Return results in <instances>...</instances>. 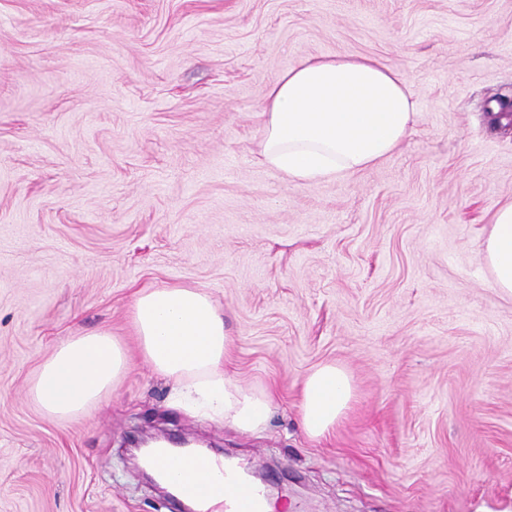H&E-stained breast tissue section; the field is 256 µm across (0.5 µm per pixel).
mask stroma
Segmentation results:
<instances>
[{
    "label": "stroma",
    "mask_w": 512,
    "mask_h": 512,
    "mask_svg": "<svg viewBox=\"0 0 512 512\" xmlns=\"http://www.w3.org/2000/svg\"><path fill=\"white\" fill-rule=\"evenodd\" d=\"M401 72L419 120L354 175L253 153L269 84L313 55ZM512 0H0V512H175L128 460L166 430L263 473L288 512H512V299L484 231L512 199ZM209 293L226 369L270 389L244 434L170 403L129 321L144 288ZM130 368L83 416L28 398L70 337ZM334 363L354 398L298 425ZM352 398L348 374L336 364H323L303 381L299 422L310 438L329 436L347 410Z\"/></svg>",
    "instance_id": "obj_1"
}]
</instances>
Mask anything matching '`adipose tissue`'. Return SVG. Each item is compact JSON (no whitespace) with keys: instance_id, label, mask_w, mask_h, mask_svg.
Returning <instances> with one entry per match:
<instances>
[{"instance_id":"obj_1","label":"adipose tissue","mask_w":512,"mask_h":512,"mask_svg":"<svg viewBox=\"0 0 512 512\" xmlns=\"http://www.w3.org/2000/svg\"><path fill=\"white\" fill-rule=\"evenodd\" d=\"M259 117L261 164L289 179L316 182L348 176L393 153L418 119L404 76L373 57L336 55L301 60L269 85ZM493 288L512 296V202L495 211L483 243ZM144 361L173 386L178 405L243 433L267 425L272 394L246 387L224 371V315L204 291L147 288L130 311ZM129 369L122 344L101 330L68 340L42 365L31 399L48 416L73 419ZM352 398L348 374L324 364L304 380L299 422L310 438L329 436Z\"/></svg>"}]
</instances>
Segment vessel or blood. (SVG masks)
Returning <instances> with one entry per match:
<instances>
[{"instance_id":"b4317fda","label":"vessel or blood","mask_w":512,"mask_h":512,"mask_svg":"<svg viewBox=\"0 0 512 512\" xmlns=\"http://www.w3.org/2000/svg\"><path fill=\"white\" fill-rule=\"evenodd\" d=\"M177 473L200 486L196 499L207 505L213 495L224 497V512H261L264 494L256 486L243 482L237 471L223 462L195 453L179 458Z\"/></svg>"}]
</instances>
